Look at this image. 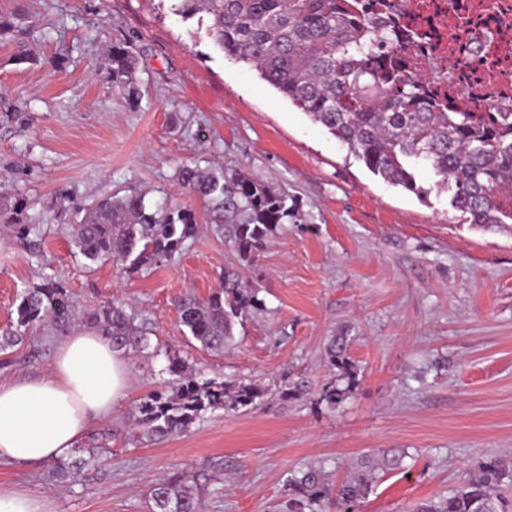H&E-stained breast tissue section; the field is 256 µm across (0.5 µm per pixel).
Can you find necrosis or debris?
Returning <instances> with one entry per match:
<instances>
[{
    "instance_id": "1",
    "label": "necrosis or debris",
    "mask_w": 512,
    "mask_h": 512,
    "mask_svg": "<svg viewBox=\"0 0 512 512\" xmlns=\"http://www.w3.org/2000/svg\"><path fill=\"white\" fill-rule=\"evenodd\" d=\"M367 11L416 33L405 53L411 71L449 73L440 87L454 109L512 112V0H400Z\"/></svg>"
}]
</instances>
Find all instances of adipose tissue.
<instances>
[{
    "instance_id": "adipose-tissue-1",
    "label": "adipose tissue",
    "mask_w": 512,
    "mask_h": 512,
    "mask_svg": "<svg viewBox=\"0 0 512 512\" xmlns=\"http://www.w3.org/2000/svg\"><path fill=\"white\" fill-rule=\"evenodd\" d=\"M129 387V364L95 329L68 334L47 375L0 383V458L43 464L65 458Z\"/></svg>"
}]
</instances>
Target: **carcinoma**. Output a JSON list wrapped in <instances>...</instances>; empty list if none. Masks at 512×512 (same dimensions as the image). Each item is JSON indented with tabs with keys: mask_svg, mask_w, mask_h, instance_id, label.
<instances>
[{
	"mask_svg": "<svg viewBox=\"0 0 512 512\" xmlns=\"http://www.w3.org/2000/svg\"><path fill=\"white\" fill-rule=\"evenodd\" d=\"M361 0H175L174 11L186 19L208 21V33L224 54L246 63L260 78L326 128L365 167L384 181L419 196L421 165L439 177L436 187L450 196L451 206L468 223L485 231L512 235V112L450 111L429 93L423 75L401 66L395 51L396 33L371 18ZM25 10L0 16V39H17L16 57L36 64L39 58L23 41L30 29L16 24ZM107 79L132 105L141 97L137 62L126 45H112ZM178 181L209 208L225 242L245 264L262 250L269 236L297 217L296 202L262 181L225 168L184 165ZM27 203L0 205V223L23 236H38L40 221L20 218ZM70 235L76 253L91 264L111 260L128 274L174 259L200 232L194 210L169 205L153 208L135 192L107 194L84 206L71 203ZM260 289L236 270L224 271L221 285L205 300L191 295L177 303L179 322L206 350H222L234 339V329L263 308ZM16 325L0 330V351L20 343L29 327L48 323L66 330L74 319L67 287L47 279L23 291L16 308ZM112 339L118 352L150 349V331L118 302L85 316ZM347 338L332 337L327 348L334 382L319 399L330 406L347 400L357 370L346 354ZM165 387L143 396L135 407L136 426L150 437L187 431L202 416L217 409L238 413L252 409L275 394L284 401L310 395L303 379L284 381L276 389L253 380L235 383L204 379L187 360L165 352ZM87 456L61 459L53 471L60 481L82 470H97L108 457L102 448ZM400 467L396 458L367 456L354 475L333 484L321 466L293 472L288 478L286 512H350L372 491L378 469ZM512 479V459L489 456L472 467L448 494L416 504L411 512H512V497L500 492ZM199 474L183 471L157 482L149 493L151 512H201L196 494Z\"/></svg>",
	"mask_w": 512,
	"mask_h": 512,
	"instance_id": "obj_1",
	"label": "carcinoma"
}]
</instances>
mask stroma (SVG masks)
I'll return each instance as SVG.
<instances>
[{
  "mask_svg": "<svg viewBox=\"0 0 512 512\" xmlns=\"http://www.w3.org/2000/svg\"><path fill=\"white\" fill-rule=\"evenodd\" d=\"M25 6L38 64L17 63L0 41V197L26 199L42 224L38 248L0 238V328L19 295L52 274L85 316L119 300L152 330L156 356L129 359L119 410L97 422L83 447L112 435L105 470L56 482L51 464L0 461V486L45 498L52 512H149L152 485L183 470L223 468L202 485L205 512H285L290 471L320 465L333 482L362 456L398 458L355 512H409L447 494L479 458L512 456V235L465 224L422 167L420 197L370 173L328 131L217 49L171 0H0ZM131 47L142 88L137 105L106 79L108 46ZM222 165L285 191L297 219L270 236L248 267L200 202L177 180L186 164ZM145 192L151 203L192 207L202 231L175 260L127 275L112 262L86 265L69 243L64 196ZM257 285L263 311L234 330L229 349L189 339L176 304L207 298L225 270ZM348 339L357 368L351 397L318 402L335 373L331 337ZM63 332L31 327L0 353V381L46 374ZM207 379L277 387L306 380L296 401L269 397L238 414L206 413L190 430L148 437L130 422L138 400L166 384L165 350Z\"/></svg>",
  "mask_w": 512,
  "mask_h": 512,
  "instance_id": "obj_1",
  "label": "stroma"
}]
</instances>
